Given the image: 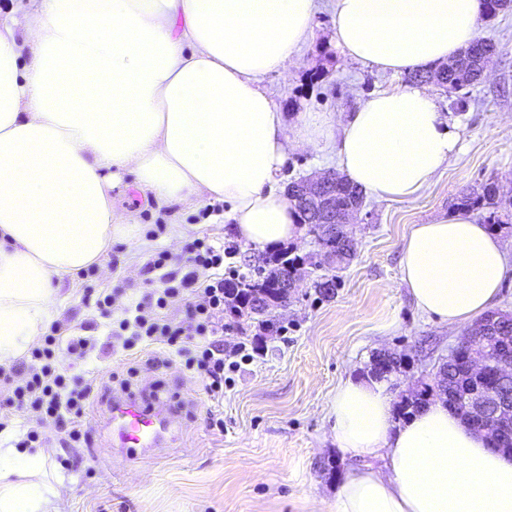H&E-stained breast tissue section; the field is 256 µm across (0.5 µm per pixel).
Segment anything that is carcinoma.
I'll use <instances>...</instances> for the list:
<instances>
[{
  "label": "carcinoma",
  "instance_id": "cac0c4a2",
  "mask_svg": "<svg viewBox=\"0 0 512 512\" xmlns=\"http://www.w3.org/2000/svg\"><path fill=\"white\" fill-rule=\"evenodd\" d=\"M497 52V44L490 39H481L471 43L467 50L460 51L456 58L446 63L448 70L442 73L436 84L450 92L458 91L463 87V84L460 83V74L462 73L469 77L468 83L477 82L481 76L484 62L496 55ZM332 187L335 189L333 204L336 205V213L338 214L344 211L346 207L359 205L363 201L362 192L344 176L336 173L332 174ZM460 206L467 211L485 209L488 211L485 221L491 225L498 223L495 215V209L497 208L496 187L491 182L473 188L464 194L460 199ZM294 207L301 215L302 223L308 225L309 232L317 235L324 251L335 259V265L331 267L333 274L321 276L312 283L315 292L321 298L329 300L335 296V291L326 288L327 282L331 281L334 285H339V277L334 274V271L343 269L355 257L356 244L346 238L342 227L332 228L328 226L327 216L315 211L312 206L296 203ZM299 260L300 257L294 256L290 251L283 249L265 259L267 271L264 274H259L258 279L246 280L243 278L224 283V291L231 297V308L242 313L248 311L261 316L258 323L263 330L272 327L273 319H266L264 315L271 308L284 304L283 298L275 291V288L291 277ZM253 293L266 294L276 299V302L269 303L264 308L256 309L248 305V297ZM494 317L497 318V324L502 326V332L497 335L488 332L479 341V346L491 360L512 352V313L489 311L481 317V320L489 322ZM446 371H448V391H439L437 396L447 402L448 409L454 412L464 406L465 401L469 398L472 386L469 379L466 378L463 366L450 362L446 365ZM431 396L432 393L428 388L417 392L408 401L407 405L400 409L401 415L411 416L421 410L429 403Z\"/></svg>",
  "mask_w": 512,
  "mask_h": 512
}]
</instances>
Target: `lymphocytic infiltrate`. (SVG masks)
<instances>
[{
    "instance_id": "lymphocytic-infiltrate-1",
    "label": "lymphocytic infiltrate",
    "mask_w": 512,
    "mask_h": 512,
    "mask_svg": "<svg viewBox=\"0 0 512 512\" xmlns=\"http://www.w3.org/2000/svg\"><path fill=\"white\" fill-rule=\"evenodd\" d=\"M234 247L198 231L182 253L158 250L149 255L147 277L139 297L129 299L121 313L112 306L124 291H98L93 309L106 318L113 352L133 355L139 347L157 346L154 368L179 365L194 377L209 400L224 397V260ZM90 337L69 321H54L39 346L0 367V431L22 418L23 431L13 445L43 448L55 442L64 448L90 443L83 423L87 405L102 376L97 369L73 375L77 362L87 361Z\"/></svg>"
}]
</instances>
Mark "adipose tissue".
Wrapping results in <instances>:
<instances>
[{"label":"adipose tissue","mask_w":512,"mask_h":512,"mask_svg":"<svg viewBox=\"0 0 512 512\" xmlns=\"http://www.w3.org/2000/svg\"><path fill=\"white\" fill-rule=\"evenodd\" d=\"M319 0H24L0 12V365L34 346L66 278L139 237L112 192L133 176L157 207L221 201L254 249L296 240L281 185L291 150L337 142V164L379 200L416 198L453 155L459 126L425 89L375 92L332 118L287 123L263 86L297 62ZM481 0H335L336 46L394 74L448 61L476 36ZM487 225H413L401 280L416 308L460 326L508 269ZM347 471L330 512H512V458L436 399L403 425L370 378L340 382ZM47 452L0 447V512H57Z\"/></svg>","instance_id":"1"}]
</instances>
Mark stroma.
<instances>
[{"label": "stroma", "mask_w": 512, "mask_h": 512, "mask_svg": "<svg viewBox=\"0 0 512 512\" xmlns=\"http://www.w3.org/2000/svg\"><path fill=\"white\" fill-rule=\"evenodd\" d=\"M478 38L497 42L480 83L460 92L436 85L427 90L443 112L460 121L462 149L441 168L422 194L409 201L365 199L345 230L357 255L340 272L341 285L325 300L302 275L287 307L272 309L280 332L260 330L255 320L235 318L224 333V349L245 345L250 356L229 373L224 400L211 403L180 366L155 372L139 355L142 382L164 380L184 402L171 413L173 439L159 457L110 472L102 414L113 392L92 400L87 448L52 445L47 477L59 483V512H329L336 489L352 461L336 445L327 404L337 383L367 376L380 350L401 356L403 364L385 379L394 402L436 383L442 359L467 334L419 312L401 281L404 239L415 224L459 212L467 188L495 182L512 198V9L479 19ZM408 75L384 73L345 60L336 48L332 0H324L312 22L311 37L287 75L266 78L265 87L287 122L301 113L338 115L354 110L375 91L408 85ZM335 145L289 155L285 179L335 169ZM119 203L142 229L165 225L157 239L145 236L122 245L117 257H104L94 276L73 277L62 288L58 317L88 324L95 348L89 367L109 372L120 361L106 345L103 326L81 302L85 285L99 288L125 282L129 293L141 287L149 250L181 253L196 226L194 207L145 206L140 193L115 190ZM223 429L210 427V418Z\"/></svg>", "instance_id": "1"}]
</instances>
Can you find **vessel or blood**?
<instances>
[{"label": "vessel or blood", "mask_w": 512, "mask_h": 512, "mask_svg": "<svg viewBox=\"0 0 512 512\" xmlns=\"http://www.w3.org/2000/svg\"><path fill=\"white\" fill-rule=\"evenodd\" d=\"M106 425L112 447L130 462L164 448L171 435L168 408L148 409L134 396L113 399L107 407Z\"/></svg>", "instance_id": "1"}]
</instances>
